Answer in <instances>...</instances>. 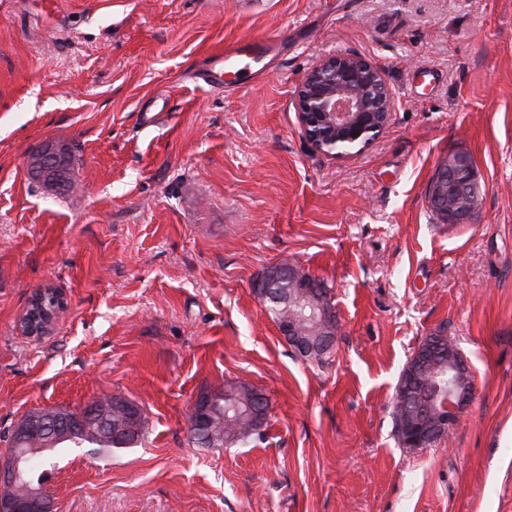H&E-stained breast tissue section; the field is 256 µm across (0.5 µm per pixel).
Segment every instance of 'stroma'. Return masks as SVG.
Instances as JSON below:
<instances>
[{
	"instance_id": "1",
	"label": "stroma",
	"mask_w": 512,
	"mask_h": 512,
	"mask_svg": "<svg viewBox=\"0 0 512 512\" xmlns=\"http://www.w3.org/2000/svg\"><path fill=\"white\" fill-rule=\"evenodd\" d=\"M277 34L262 80L203 81L225 43ZM339 53L397 94L344 159L294 102ZM49 143L74 190L31 178ZM458 153L481 199L445 224L427 190ZM284 260L331 289L325 366L253 291ZM46 287L67 307L26 335ZM438 332L473 396L449 437L406 448L393 398ZM228 380L267 397L266 440L193 446V403ZM105 394L148 431L38 461L56 512H512V0H0V453L26 413Z\"/></svg>"
}]
</instances>
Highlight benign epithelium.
<instances>
[{"instance_id":"1","label":"benign epithelium","mask_w":512,"mask_h":512,"mask_svg":"<svg viewBox=\"0 0 512 512\" xmlns=\"http://www.w3.org/2000/svg\"><path fill=\"white\" fill-rule=\"evenodd\" d=\"M295 108L303 131L312 147L325 155L343 158L356 155L368 147L385 129L395 99L389 87L384 70L375 63L355 54H340L318 61L307 73L294 93ZM69 156L68 148L58 144H48L28 160L29 171L43 186L57 187L58 177ZM463 178L457 185L454 205H448V183ZM479 191V182L469 157L457 156V160L442 161L428 188V202L434 207L445 223L458 224L472 216L471 197ZM302 271L295 266L288 269L273 267L268 272L265 293L273 302L288 299L281 284L299 280ZM317 279L308 276V282L299 288L298 305L308 315H290L282 321L281 334L294 343L298 340L296 324L306 318L315 320H336L335 308L318 303L320 294L316 287ZM32 315L23 320V330L31 336L48 333L58 314V308L66 307L64 298L46 289L32 298ZM462 365L456 360L448 362V403L444 404L443 414L434 419L435 428L445 432L452 427L458 414L468 405L472 391L459 389V375ZM211 401L207 397L197 399L191 416L199 427L209 424ZM107 409L89 403L76 412L71 424L85 430L90 419L104 428L107 426ZM47 424L34 414L23 418L14 426L15 436L29 443H37ZM402 445L406 448L424 446L428 434L422 423L408 421L401 425ZM23 454L15 453L8 461H0V485L12 487L23 479ZM45 484L27 487L26 494L18 498H5L0 493V512H45L49 506L43 499Z\"/></svg>"}]
</instances>
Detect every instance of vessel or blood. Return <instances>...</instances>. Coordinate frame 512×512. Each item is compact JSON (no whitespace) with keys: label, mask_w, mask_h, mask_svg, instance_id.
I'll return each instance as SVG.
<instances>
[{"label":"vessel or blood","mask_w":512,"mask_h":512,"mask_svg":"<svg viewBox=\"0 0 512 512\" xmlns=\"http://www.w3.org/2000/svg\"><path fill=\"white\" fill-rule=\"evenodd\" d=\"M275 36H256L225 45L224 49L214 52L203 76L211 86H221L230 90L236 88L240 79H260L264 69L259 61L265 59L272 48L278 44Z\"/></svg>","instance_id":"obj_1"}]
</instances>
